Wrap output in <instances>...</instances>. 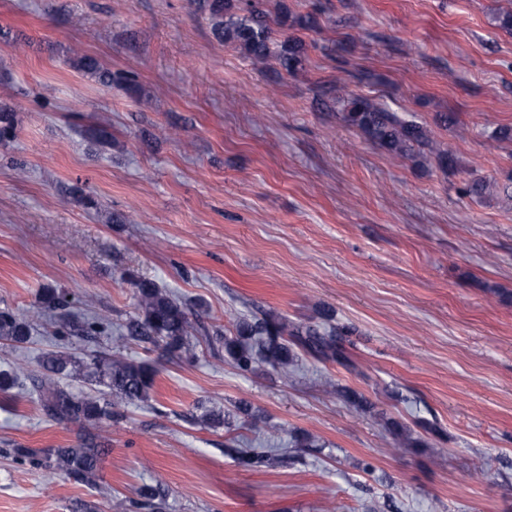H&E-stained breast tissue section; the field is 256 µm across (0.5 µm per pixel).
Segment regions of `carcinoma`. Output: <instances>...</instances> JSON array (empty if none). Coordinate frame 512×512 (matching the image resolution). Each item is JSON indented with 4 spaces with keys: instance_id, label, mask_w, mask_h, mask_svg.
Listing matches in <instances>:
<instances>
[{
    "instance_id": "obj_1",
    "label": "carcinoma",
    "mask_w": 512,
    "mask_h": 512,
    "mask_svg": "<svg viewBox=\"0 0 512 512\" xmlns=\"http://www.w3.org/2000/svg\"><path fill=\"white\" fill-rule=\"evenodd\" d=\"M193 4L212 21L216 38L240 50L259 69L266 68L271 57H276L280 67L293 75L303 69L306 61L305 41L298 35L282 33V39L274 42L275 28L289 27L304 31L317 29L313 14L291 16L288 7H280V16L269 17L264 0H193ZM76 70L97 78L102 83L113 80L92 55L74 52L70 59ZM336 120L358 130L373 145L397 156L434 161L446 168L453 163L441 145L431 136L427 127L415 117L382 105L372 98L348 92L336 79V96L333 98ZM15 113L7 103H0V140L13 135ZM124 279L133 288L135 312L125 322L122 335L170 352L194 356L196 344L192 332L203 333L206 342L224 348L227 355L244 372H252L260 366H268L288 374V366L302 350L312 357L339 364L350 371L356 365L340 343L344 329L331 325L332 318L325 315L321 325H300L287 317L269 310L253 317L234 321L230 333L219 329L210 331L194 327L190 319L192 311L171 293L148 278L127 273ZM68 294L56 288L42 289L35 309L26 315L0 311V341L17 345L30 341L36 319L43 313L54 314L59 321L60 333L73 332L86 338L108 333V325L90 317L78 326L69 321ZM157 371L146 362L133 363L120 355L92 352L83 359L74 357L67 348L47 352L41 361L40 372L32 374L27 367L18 364L10 371L0 372V393L9 394L18 388L25 389L37 400L46 416L59 422H75L89 426L79 448H46L42 455L28 448L17 447L18 458L31 462L49 472L64 473L80 481L91 482L99 469L102 449L97 430L112 420V405L93 396H77L62 388V378H80L94 385L103 386L110 393L127 403L146 402L154 387ZM394 437L390 451L413 448V440L407 429L398 422H386ZM240 464L246 468L261 470L278 463L269 452L242 453Z\"/></svg>"
}]
</instances>
